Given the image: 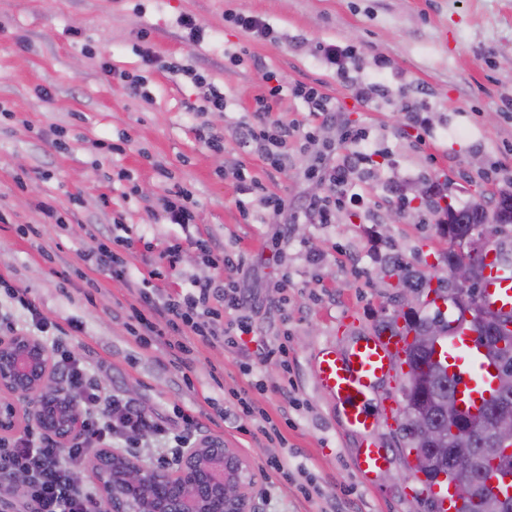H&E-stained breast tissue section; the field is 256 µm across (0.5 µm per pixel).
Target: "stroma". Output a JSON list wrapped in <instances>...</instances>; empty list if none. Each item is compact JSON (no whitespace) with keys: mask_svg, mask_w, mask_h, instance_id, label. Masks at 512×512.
Masks as SVG:
<instances>
[{"mask_svg":"<svg viewBox=\"0 0 512 512\" xmlns=\"http://www.w3.org/2000/svg\"><path fill=\"white\" fill-rule=\"evenodd\" d=\"M139 1L141 15L133 10ZM182 13L203 26L200 45H189L177 26ZM231 13L263 18L275 37L252 39L228 21ZM143 29L166 60H190L218 84L224 109L187 111L201 101L196 87L143 71L133 50ZM326 43L343 52L335 65L319 60ZM228 46L247 48L240 65L226 67ZM105 62L144 75L152 101L132 97L103 72ZM268 71L286 86L274 119L317 132L312 142L289 139L283 172L235 138ZM298 83L334 98L339 123L309 112L290 92ZM1 108L11 115L0 116V209L12 221L0 224V322L29 320L10 296L24 292L44 321L66 329L63 350L104 393L168 428L169 437L132 444L140 460L160 462L186 413L200 435L222 437L250 462L255 512H317L330 499L339 512H415L402 459L367 480L356 473L359 438L317 387L313 361L319 347L345 350L398 310L396 280L373 275L376 262L395 252L425 273L447 275L448 240L414 203L416 184L444 191L454 207L488 209L512 184V0H0ZM414 110L421 124L407 122ZM202 127L223 134V151L199 141ZM57 129L67 149L54 147ZM346 130L368 132L372 164L354 174L335 223H300L286 239L287 216L241 194L236 171L224 167L233 154L247 177L296 211L306 198L328 194L326 182L306 171L327 150L351 151L341 138ZM112 143L121 152H109ZM176 185L197 202L187 227L157 218ZM43 201L61 223L45 221ZM116 224L132 230L127 258L135 269L145 250L181 243L169 289L184 287L189 274L211 276L195 238L245 255L249 272L240 285L259 308L256 334L275 336L277 307L288 311L287 358L262 366L265 390L249 387L242 358L222 343L192 338V355L182 361L159 337L133 335L132 311L142 302L131 284L99 272L97 287H87L81 257L107 243ZM310 250L321 253L320 263L307 262ZM287 389L296 404L284 400ZM243 390L255 414L225 416ZM285 451L288 474L266 468Z\"/></svg>","mask_w":512,"mask_h":512,"instance_id":"1","label":"stroma"}]
</instances>
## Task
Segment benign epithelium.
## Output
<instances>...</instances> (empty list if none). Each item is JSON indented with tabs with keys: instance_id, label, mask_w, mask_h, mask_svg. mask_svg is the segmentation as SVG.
I'll return each mask as SVG.
<instances>
[{
	"instance_id": "1",
	"label": "benign epithelium",
	"mask_w": 512,
	"mask_h": 512,
	"mask_svg": "<svg viewBox=\"0 0 512 512\" xmlns=\"http://www.w3.org/2000/svg\"><path fill=\"white\" fill-rule=\"evenodd\" d=\"M478 277L475 263L458 262L450 270L454 291L448 293V299H438L437 306L442 309L449 300L462 308L467 322L483 326L497 350L491 365L496 392L481 422L470 419L463 396L456 393L448 398L451 435H443L427 414L429 401L420 373L406 374L410 383L405 395L408 412L415 416L418 432L427 444L411 449L410 457L413 465L430 468L434 486L448 490L450 512H462L477 494L495 500L500 508L512 503V395L502 380L504 362L512 357V324L497 326V319L486 308L470 301L465 289ZM441 326L438 317L420 335L410 336L419 349L432 351L436 363L440 362ZM0 391L10 394V398L0 399V434L15 431L22 419L26 426L51 435L62 445L84 433L74 402L59 388L49 353L37 337L23 333L0 337ZM449 439L459 448L481 440L487 450L496 451V471L482 481L465 482L462 473H483L485 468L473 455L449 459L445 449ZM95 462L92 475L100 488L96 512H253L250 465L218 437L183 449L175 469L146 465L113 449L100 451Z\"/></svg>"
}]
</instances>
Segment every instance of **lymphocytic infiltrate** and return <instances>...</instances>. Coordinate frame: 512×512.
I'll use <instances>...</instances> for the list:
<instances>
[{
  "label": "lymphocytic infiltrate",
  "instance_id": "f902f5d3",
  "mask_svg": "<svg viewBox=\"0 0 512 512\" xmlns=\"http://www.w3.org/2000/svg\"><path fill=\"white\" fill-rule=\"evenodd\" d=\"M136 54L143 64L172 74H185L203 88V98L216 110L224 107V94L218 87L192 68L161 60L148 40L147 31L138 34ZM283 92L282 84L266 86L256 97L257 109L252 121L242 123L239 128V143L263 153L270 165L278 170L288 165L285 151L292 130L288 125L276 123L268 127L267 118L273 102ZM367 152L356 151L340 160H329L320 169L323 181L330 186L327 196L313 197L304 203L298 216L308 224H328L333 219L336 205L342 203L348 176L355 164L366 160ZM197 249L202 251L210 267L216 270L213 278L201 280L189 278L185 288L170 295H163L152 288L154 279L161 272L154 259H146L147 274L133 277L125 251L131 240L122 235L113 236L110 244L102 246L97 254L83 255V262L91 269L109 271L113 278L133 281L140 290V297L147 305L148 314H137L136 319L146 335L171 337V350L177 356L187 355V337H223L226 346L239 348V335L253 331V315L257 307L236 279L244 266L240 251L227 248L214 249L209 240L197 238ZM236 316L235 326H223L224 314ZM61 367L70 394L78 408L86 415V423L92 437L91 445L75 443L60 447L56 442L27 431L0 441V486L12 485L15 474L26 478L22 497L30 512H91L98 496L96 488L89 483L80 484L74 479L92 448H112L124 440H135L138 435L161 433L159 425L150 422L145 415L116 396H104L94 386L86 367L72 358H65Z\"/></svg>",
  "mask_w": 512,
  "mask_h": 512
}]
</instances>
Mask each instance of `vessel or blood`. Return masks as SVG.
Masks as SVG:
<instances>
[{"mask_svg":"<svg viewBox=\"0 0 512 512\" xmlns=\"http://www.w3.org/2000/svg\"><path fill=\"white\" fill-rule=\"evenodd\" d=\"M482 299L504 319H512V268L490 260L486 268ZM408 339L404 336L374 334L356 340L346 352L321 347L314 360V378L322 391L336 400L341 420L349 430L362 434L355 468L363 477L385 470L391 463L387 449L368 440L379 419L399 421L401 409L394 394H382L385 381L396 374V361L404 357ZM442 353L451 371L461 379V389L470 405L488 397L490 372L478 345L459 334L443 340Z\"/></svg>","mask_w":512,"mask_h":512,"instance_id":"b4317fda","label":"vessel or blood"}]
</instances>
